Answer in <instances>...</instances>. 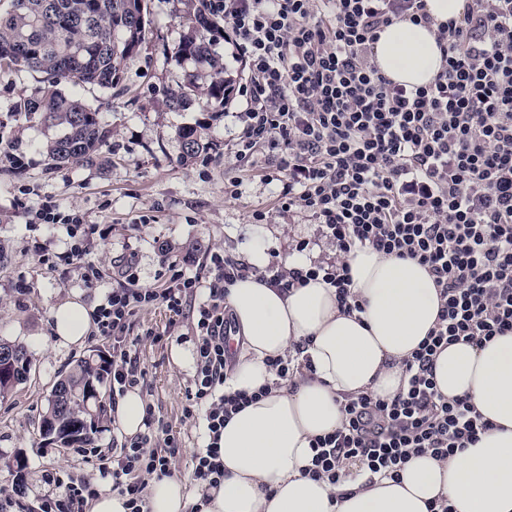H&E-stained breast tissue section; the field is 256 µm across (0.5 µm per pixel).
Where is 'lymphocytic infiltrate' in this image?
Here are the masks:
<instances>
[{"mask_svg": "<svg viewBox=\"0 0 512 512\" xmlns=\"http://www.w3.org/2000/svg\"><path fill=\"white\" fill-rule=\"evenodd\" d=\"M223 18L235 56L248 69L241 95L244 126L237 160L266 152L278 181L279 214L306 212L336 245L332 260L308 269L269 268L270 284L290 289L323 278L341 311L357 310L347 256L356 247L409 258L431 274L437 322L403 365L406 386L391 397L347 399L335 431L312 439L313 478L337 484L356 466L398 478L412 456L444 461L474 445L489 427L468 397L442 396L433 380L437 353L449 344L481 345L512 331V0H465L459 20L437 25L441 70L409 88L379 72L374 45L398 20L431 23L426 0H205ZM209 278L175 274L162 290L140 287L134 259L93 314L95 334L113 339L112 398L144 377L123 346L130 317L160 304L189 320L197 337L187 416L203 421L206 444L192 456L201 489L224 480V425L256 394L224 389L231 357L225 333L235 321L227 287L248 274L242 262L210 257ZM205 300H197L198 288ZM121 446L98 482L55 478L60 494L40 512H71L96 498L99 482L144 512L148 479L170 476V459L153 445L177 447L162 419Z\"/></svg>", "mask_w": 512, "mask_h": 512, "instance_id": "obj_1", "label": "lymphocytic infiltrate"}]
</instances>
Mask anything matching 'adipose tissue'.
Segmentation results:
<instances>
[{"instance_id": "obj_1", "label": "adipose tissue", "mask_w": 512, "mask_h": 512, "mask_svg": "<svg viewBox=\"0 0 512 512\" xmlns=\"http://www.w3.org/2000/svg\"><path fill=\"white\" fill-rule=\"evenodd\" d=\"M374 62L393 82L430 84L441 69L435 29L410 21L383 28ZM270 238L248 250L254 273L228 288L225 302L242 338L226 381L230 391L269 392L224 425V481L210 489L202 512H429L446 498L455 512H512V332L481 346L453 344L434 359L433 376L445 397L468 396L489 422L473 446L447 461L413 456L399 479L355 471L332 485L304 475L314 437L334 431L344 397L394 396L403 384L404 358L435 325L440 301L424 266L369 247L349 256L358 311L342 313L336 290L323 280L284 291L263 280ZM58 342L76 344L89 327L79 300L51 311ZM293 356V380H279L267 364ZM196 502L185 480H151L144 512H189Z\"/></svg>"}]
</instances>
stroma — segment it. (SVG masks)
I'll list each match as a JSON object with an SVG mask.
<instances>
[{
	"mask_svg": "<svg viewBox=\"0 0 512 512\" xmlns=\"http://www.w3.org/2000/svg\"><path fill=\"white\" fill-rule=\"evenodd\" d=\"M149 33L139 50L121 61V80L109 91L94 86L73 88L99 114L105 128L101 152L105 165L75 161L51 167L45 146L60 134L25 120L14 106L21 96L37 95L39 75L0 69V132L12 143L20 164L0 154V337L23 342L31 356L28 380L0 400V512H36L41 498L55 491L46 483L51 473L74 480L97 479L101 465L112 462L113 444L123 443L111 414H104L88 447L64 450L40 434V422L51 388L61 371L79 358L111 354L112 342L86 335L77 345L55 340L50 312L58 303L80 299L95 309L120 287L119 267L135 257L142 287H167L172 270L192 276L203 272L212 252L246 260L252 236L270 234L277 246L270 265L284 267L298 254L318 262L334 257L333 243L305 215L276 212L279 184L265 180L263 160L237 161L231 151L246 103L231 93L224 111L192 104L169 106L170 95L183 83L192 64L175 57L174 49L188 35L186 16L200 0H147ZM196 129L207 149L183 156L178 135ZM58 205L61 214L79 212L89 228L86 261L102 272L89 281L84 270L61 262L73 243L64 224H33L31 211ZM271 212L267 223H255L253 211ZM50 262H43V255ZM154 330L161 341L146 340ZM138 339L136 356L145 372L138 391L154 407L180 449L171 459L174 477L192 476V455L203 444L202 422L187 417L186 392L196 371L195 336L188 320L172 321L164 306L147 307L125 331ZM186 363H177L175 351Z\"/></svg>",
	"mask_w": 512,
	"mask_h": 512,
	"instance_id": "obj_1",
	"label": "stroma"
}]
</instances>
